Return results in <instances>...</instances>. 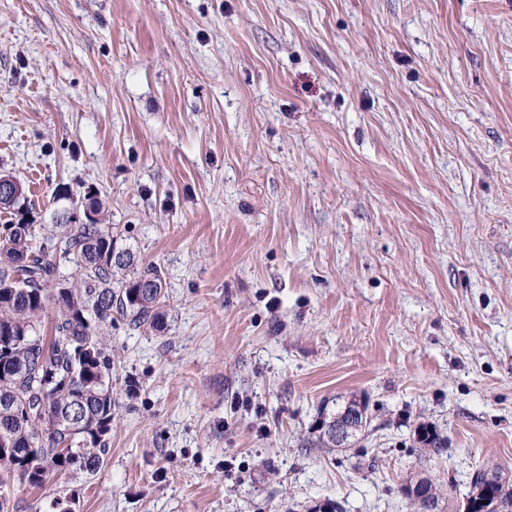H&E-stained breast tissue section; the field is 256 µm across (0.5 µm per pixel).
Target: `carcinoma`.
I'll use <instances>...</instances> for the list:
<instances>
[{
    "mask_svg": "<svg viewBox=\"0 0 512 512\" xmlns=\"http://www.w3.org/2000/svg\"><path fill=\"white\" fill-rule=\"evenodd\" d=\"M56 232L43 224L0 226V512H11L4 489L15 482L39 486L52 473L93 474L104 463L112 431V357L102 330L121 318L135 328L164 327L166 282L159 266L140 262L122 244V231L96 219L83 223L61 215ZM77 276L60 292L52 286L65 263ZM57 314L48 335L42 315ZM24 402L34 412L17 413ZM80 405L75 432L58 423ZM359 414L345 442L331 433L346 413ZM370 426L368 404L352 395L322 412L309 448H350ZM417 442L426 455H439L448 441L422 425ZM466 500L482 512L492 505L512 508V480L499 470L476 469Z\"/></svg>",
    "mask_w": 512,
    "mask_h": 512,
    "instance_id": "cac0c4a2",
    "label": "carcinoma"
}]
</instances>
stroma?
Segmentation results:
<instances>
[{"label":"stroma","mask_w":512,"mask_h":512,"mask_svg":"<svg viewBox=\"0 0 512 512\" xmlns=\"http://www.w3.org/2000/svg\"><path fill=\"white\" fill-rule=\"evenodd\" d=\"M0 225L82 199L157 264L95 473L14 512H410L512 471V0H0ZM368 403L344 450L305 441ZM447 438L423 456L420 425ZM336 408L332 411L326 412V408L322 411V415L319 418L318 423L315 426L314 433L316 439L307 443L306 447L309 448H350L355 444V439L360 433H364L366 428L370 426L371 421L368 423V404L361 396L353 394L352 396L346 397V400H342L339 404L335 403ZM346 412H357L359 414V420L357 426L348 432L345 442H340L331 433V429L336 427V422L340 423L346 417ZM344 445V446H342Z\"/></svg>","instance_id":"1"}]
</instances>
